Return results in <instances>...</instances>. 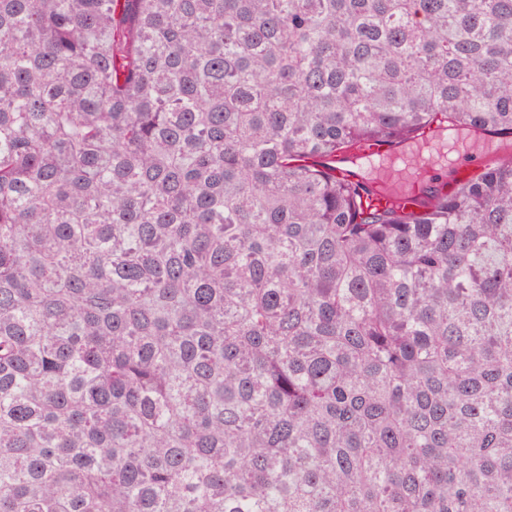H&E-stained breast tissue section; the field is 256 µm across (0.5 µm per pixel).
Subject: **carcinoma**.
Masks as SVG:
<instances>
[{"mask_svg":"<svg viewBox=\"0 0 512 512\" xmlns=\"http://www.w3.org/2000/svg\"><path fill=\"white\" fill-rule=\"evenodd\" d=\"M512 0H0V512H512ZM433 126L424 130L416 139L409 138L395 144L369 142L356 148V157L367 175L361 180L371 184V202L375 205H386L405 208L410 205L419 206L420 183L418 176L409 175L405 178L394 179L389 170L385 173L372 176L367 164L373 156H382L389 163L408 159L416 164L425 160V151L432 146V159L419 167L417 173L421 178L422 186H432L445 193L451 192L457 184L465 182L485 168L509 156L476 155L470 153L459 141L448 138V129L454 128L451 124ZM446 140V141H445Z\"/></svg>","mask_w":512,"mask_h":512,"instance_id":"carcinoma-1","label":"carcinoma"}]
</instances>
